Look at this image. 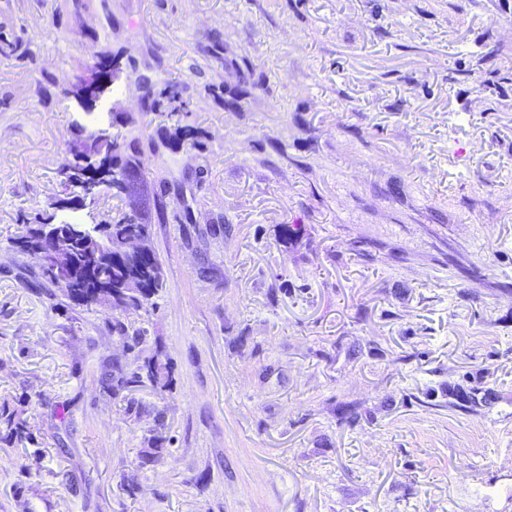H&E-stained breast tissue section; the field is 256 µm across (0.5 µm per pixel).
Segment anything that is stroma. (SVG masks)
<instances>
[{"mask_svg":"<svg viewBox=\"0 0 512 512\" xmlns=\"http://www.w3.org/2000/svg\"><path fill=\"white\" fill-rule=\"evenodd\" d=\"M65 4L0 0L34 53L0 56V402L33 432L0 512H512V0ZM137 70L189 115L142 111ZM82 127L140 137L163 192L165 286L127 320L164 392L105 393L111 309L12 245Z\"/></svg>","mask_w":512,"mask_h":512,"instance_id":"1","label":"stroma"}]
</instances>
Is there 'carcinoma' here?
Masks as SVG:
<instances>
[{
	"instance_id": "cac0c4a2",
	"label": "carcinoma",
	"mask_w": 512,
	"mask_h": 512,
	"mask_svg": "<svg viewBox=\"0 0 512 512\" xmlns=\"http://www.w3.org/2000/svg\"><path fill=\"white\" fill-rule=\"evenodd\" d=\"M25 53L26 43L23 40L0 38L1 56H22ZM135 81L142 111L173 115L189 113V102L183 100L181 93L170 90L162 78L140 73ZM143 155L137 138L116 137L92 143L84 152L74 154L73 159L59 171V191L48 207L69 204L75 210L85 206L84 201L69 197L67 189L72 184L87 180L98 182L101 194L118 197L128 206V211L115 217L108 216L95 236L91 235V226H61L62 231L73 234L77 239L75 260L90 270L87 285L68 294L73 303L92 305L104 302L114 310L139 311L152 304L164 288L162 268L155 254L126 249L129 240L150 237L152 224L147 215L160 204L158 192L147 180ZM49 218L50 213L44 212L35 217L34 223L26 225L25 233L15 241L20 251L43 257L54 249L56 239L42 233ZM112 333L119 336L130 351L141 347L147 339L145 330L134 328L118 317L112 318ZM144 377L157 389L168 388L172 382L168 361L159 353L153 354L127 375L121 363L115 360L105 373V380L112 382L114 397ZM0 439L9 443L30 439L26 420L6 403L0 405ZM162 448L161 437L153 435L148 438V447L139 455L140 464L155 462Z\"/></svg>"
}]
</instances>
